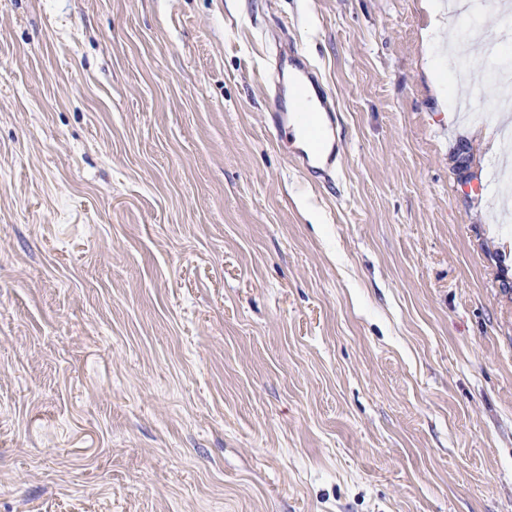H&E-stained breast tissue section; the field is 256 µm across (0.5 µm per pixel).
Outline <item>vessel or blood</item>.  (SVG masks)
Segmentation results:
<instances>
[{"label": "vessel or blood", "instance_id": "1", "mask_svg": "<svg viewBox=\"0 0 512 512\" xmlns=\"http://www.w3.org/2000/svg\"><path fill=\"white\" fill-rule=\"evenodd\" d=\"M297 95L286 102L274 94L270 114L278 143L296 166L315 182L332 184L336 175L339 148L335 128L339 121L332 100L318 91L319 77L294 52H286L278 65Z\"/></svg>", "mask_w": 512, "mask_h": 512}]
</instances>
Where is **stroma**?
Wrapping results in <instances>:
<instances>
[{
    "label": "stroma",
    "instance_id": "1",
    "mask_svg": "<svg viewBox=\"0 0 512 512\" xmlns=\"http://www.w3.org/2000/svg\"><path fill=\"white\" fill-rule=\"evenodd\" d=\"M425 0H0V512H512V124ZM334 190L269 128L279 47ZM281 72L283 76L287 75L289 85L298 92V96L289 105L281 94ZM273 83L275 93L270 118L277 142L284 148L290 161L305 170L315 182L332 184L339 158L335 135L339 118L333 101L318 90V75L310 71L290 50L280 58ZM312 112H319L314 120ZM296 134L314 143L315 150L311 158L295 145Z\"/></svg>",
    "mask_w": 512,
    "mask_h": 512
}]
</instances>
